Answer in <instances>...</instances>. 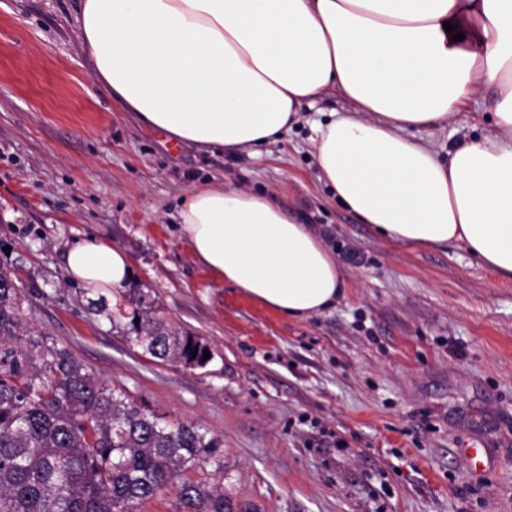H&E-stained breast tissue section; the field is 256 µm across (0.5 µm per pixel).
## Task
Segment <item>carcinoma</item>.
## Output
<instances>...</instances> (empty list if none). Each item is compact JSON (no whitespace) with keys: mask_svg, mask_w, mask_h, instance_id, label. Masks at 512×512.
Here are the masks:
<instances>
[{"mask_svg":"<svg viewBox=\"0 0 512 512\" xmlns=\"http://www.w3.org/2000/svg\"><path fill=\"white\" fill-rule=\"evenodd\" d=\"M15 294L0 270V512H133L168 488L189 512H255L186 477L204 458L224 472L219 440L160 424L65 349L22 346ZM135 333L155 359L206 364L200 337L175 334L147 311Z\"/></svg>","mask_w":512,"mask_h":512,"instance_id":"cac0c4a2","label":"carcinoma"}]
</instances>
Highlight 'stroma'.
I'll use <instances>...</instances> for the list:
<instances>
[{
    "instance_id": "1",
    "label": "stroma",
    "mask_w": 512,
    "mask_h": 512,
    "mask_svg": "<svg viewBox=\"0 0 512 512\" xmlns=\"http://www.w3.org/2000/svg\"><path fill=\"white\" fill-rule=\"evenodd\" d=\"M77 0H0V269L28 340L67 349L161 423L221 442L223 483L256 512H512V279L463 244L417 247L364 224L319 180L315 123L331 89L256 155L201 151L147 128L94 81ZM491 89L409 130L440 154L494 130ZM274 195L336 255L346 283L288 319L215 281L179 227L187 190ZM95 236L127 253L115 295L70 281L64 252ZM210 361L188 368L134 342L138 297ZM489 448L474 476L458 448Z\"/></svg>"
}]
</instances>
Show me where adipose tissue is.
I'll return each mask as SVG.
<instances>
[{
  "mask_svg": "<svg viewBox=\"0 0 512 512\" xmlns=\"http://www.w3.org/2000/svg\"><path fill=\"white\" fill-rule=\"evenodd\" d=\"M75 21L98 85L201 150L276 141L338 89L353 110L315 138L337 199L396 241L460 243L512 278V0H79ZM483 86L496 91L493 134L445 156L407 138ZM179 217L211 277L283 317L318 315L344 289L323 238L275 196L196 186ZM129 268L93 236L65 253L68 278L94 292L122 288Z\"/></svg>",
  "mask_w": 512,
  "mask_h": 512,
  "instance_id": "adipose-tissue-1",
  "label": "adipose tissue"
}]
</instances>
